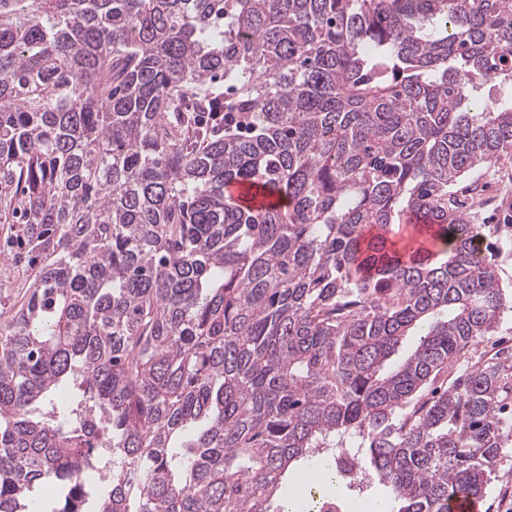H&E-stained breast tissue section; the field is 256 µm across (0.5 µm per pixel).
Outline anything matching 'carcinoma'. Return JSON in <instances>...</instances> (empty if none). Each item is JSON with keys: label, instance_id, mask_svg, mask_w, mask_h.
Returning a JSON list of instances; mask_svg holds the SVG:
<instances>
[{"label": "carcinoma", "instance_id": "obj_1", "mask_svg": "<svg viewBox=\"0 0 512 512\" xmlns=\"http://www.w3.org/2000/svg\"><path fill=\"white\" fill-rule=\"evenodd\" d=\"M502 95L512 0H0V512H303L355 446L482 499L512 356L448 368L512 300L451 187ZM20 275L16 268L12 267L9 263L0 262V295L3 298V307H0V324L5 323L10 319L12 310L10 304L14 300L20 299L26 288H16L20 282ZM20 294L19 298L18 295Z\"/></svg>", "mask_w": 512, "mask_h": 512}]
</instances>
